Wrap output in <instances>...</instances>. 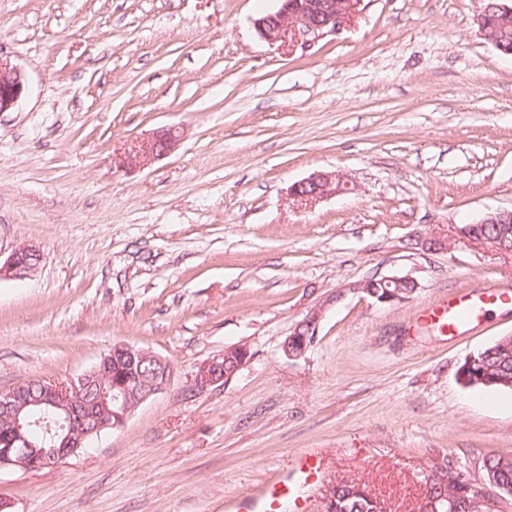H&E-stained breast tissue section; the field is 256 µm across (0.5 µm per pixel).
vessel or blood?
<instances>
[{"mask_svg": "<svg viewBox=\"0 0 512 512\" xmlns=\"http://www.w3.org/2000/svg\"><path fill=\"white\" fill-rule=\"evenodd\" d=\"M501 295L494 286L463 288L424 307L421 319L451 336L471 330L485 316L490 305L499 303ZM319 468L313 453L304 452L295 457L289 472L283 478L263 485L256 492L233 501L229 512H286L288 504H295L297 512H307L306 503L300 502L297 486L315 485Z\"/></svg>", "mask_w": 512, "mask_h": 512, "instance_id": "obj_1", "label": "vessel or blood"}]
</instances>
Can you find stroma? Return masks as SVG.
Returning a JSON list of instances; mask_svg holds the SVG:
<instances>
[{
    "instance_id": "1",
    "label": "stroma",
    "mask_w": 512,
    "mask_h": 512,
    "mask_svg": "<svg viewBox=\"0 0 512 512\" xmlns=\"http://www.w3.org/2000/svg\"><path fill=\"white\" fill-rule=\"evenodd\" d=\"M280 0H0V56L26 72L0 114V392L69 384L118 344L174 367L169 387L92 448L0 472L13 512H224L312 451L314 512L336 482L415 512L438 466L482 479L512 457V391L462 386L465 357L512 335V255L456 227L512 208V57L480 0H364L311 47L260 39ZM175 126L165 157L141 147ZM339 171L354 193L289 187ZM447 239L426 249L427 237ZM411 275L379 306L352 284ZM509 300L462 336L419 326L460 288ZM322 309L298 359L281 349ZM226 384L194 374L225 348ZM490 10H496V13L500 14L501 16L505 14V16H502L500 20L507 21V16L512 17V6H509L506 3H495L494 5H492V7L488 8L486 11H480V13L477 15V23L480 32L497 49L499 47V42H501L502 40L497 36V34L492 35L491 33V26L489 25L488 22ZM33 259L36 263H31ZM41 261V254L33 246H23L12 251L2 262L0 254V279L6 277L14 280L27 279ZM224 359L226 362H234V366L229 372H224ZM249 359L250 352L247 348L225 349L222 357H213L199 365L194 374L195 387L205 390L213 385L228 382Z\"/></svg>"
}]
</instances>
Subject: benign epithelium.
<instances>
[{
	"instance_id": "benign-epithelium-1",
	"label": "benign epithelium",
	"mask_w": 512,
	"mask_h": 512,
	"mask_svg": "<svg viewBox=\"0 0 512 512\" xmlns=\"http://www.w3.org/2000/svg\"><path fill=\"white\" fill-rule=\"evenodd\" d=\"M363 0H281L278 11L254 21L258 36L274 43L286 38L302 45H309L327 34H333L352 16L360 11ZM28 92L25 71L18 65L0 58V113L12 112L19 107ZM181 140L179 131L168 128L154 135L148 146L147 155L165 156L174 151ZM290 192L293 196L313 201L327 196H341L354 192L350 180L339 172H317L294 183ZM478 224H511L512 209L489 211L476 220ZM41 261V254L33 246H23L12 251L0 261V278L14 280L28 278ZM323 311H310L294 327L282 343L284 355L290 359L302 357L309 347L308 336L317 334ZM117 350L124 355V366L113 364L114 353L101 355L92 370L68 385L44 383L43 393L38 398L29 396L27 386L21 385L8 392L0 393V420L6 428L0 431V442L5 449L0 454L1 468L32 470L57 463L60 459L88 448L94 439L107 430L122 426L136 406L162 392L173 377L172 364L153 352L130 345H119ZM250 359L246 348H228L223 356L213 357L199 365L194 374V384L205 390L219 383L231 380L239 369ZM146 361L157 366L155 378L150 385L141 384L136 365ZM112 370V388L101 391L100 395L84 404L83 411L71 407V402L83 394L91 378ZM112 410H107V405ZM45 406L54 413H63L69 425L54 431L46 426L51 435V447L36 449L28 435L30 426L28 409ZM466 491L474 492L480 503L487 509H495L504 501V487L490 470L480 482H467ZM456 496L443 493L431 502L430 512H457Z\"/></svg>"
}]
</instances>
